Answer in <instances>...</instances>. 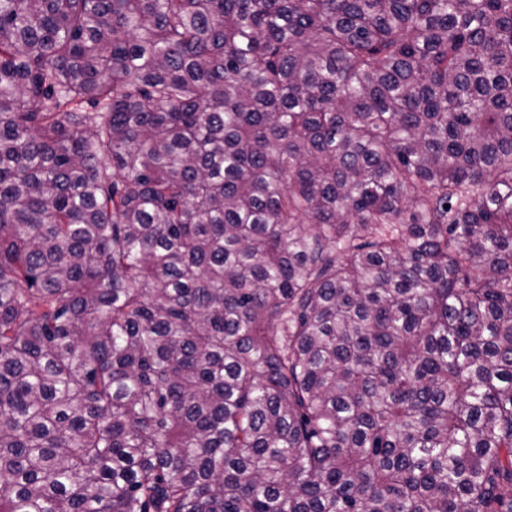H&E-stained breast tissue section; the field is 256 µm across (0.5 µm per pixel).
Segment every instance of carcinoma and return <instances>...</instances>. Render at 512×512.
Returning a JSON list of instances; mask_svg holds the SVG:
<instances>
[{
	"mask_svg": "<svg viewBox=\"0 0 512 512\" xmlns=\"http://www.w3.org/2000/svg\"><path fill=\"white\" fill-rule=\"evenodd\" d=\"M0 512H512V0H0Z\"/></svg>",
	"mask_w": 512,
	"mask_h": 512,
	"instance_id": "cac0c4a2",
	"label": "carcinoma"
}]
</instances>
